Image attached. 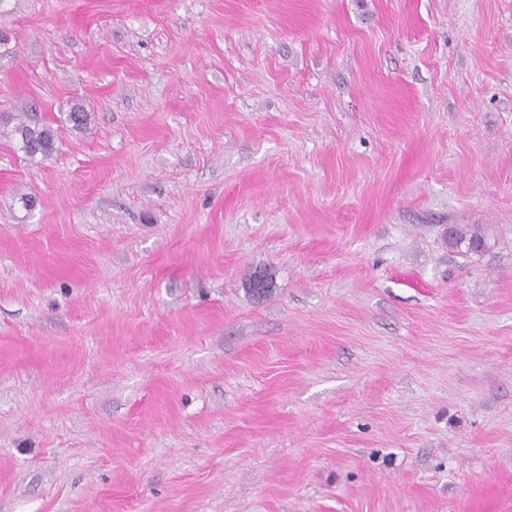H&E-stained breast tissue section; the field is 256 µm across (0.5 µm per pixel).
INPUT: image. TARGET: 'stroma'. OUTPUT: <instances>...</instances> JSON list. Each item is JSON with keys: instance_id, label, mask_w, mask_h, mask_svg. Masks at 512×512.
<instances>
[{"instance_id": "obj_1", "label": "stroma", "mask_w": 512, "mask_h": 512, "mask_svg": "<svg viewBox=\"0 0 512 512\" xmlns=\"http://www.w3.org/2000/svg\"><path fill=\"white\" fill-rule=\"evenodd\" d=\"M0 29V512H512V0ZM14 132L19 136L23 151L32 158H47L55 151V134L48 125L22 121Z\"/></svg>"}]
</instances>
